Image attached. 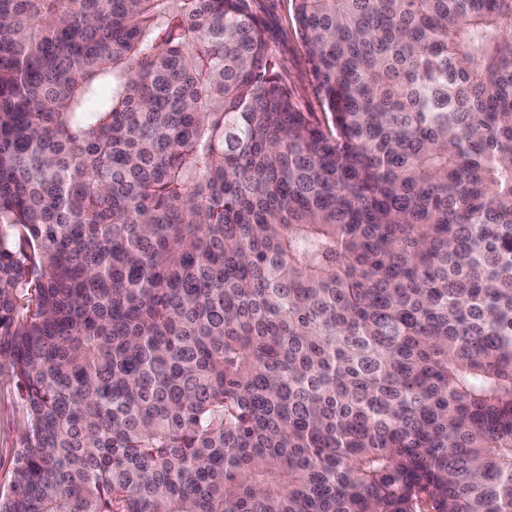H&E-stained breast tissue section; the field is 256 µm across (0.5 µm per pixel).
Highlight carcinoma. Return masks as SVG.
<instances>
[{"mask_svg":"<svg viewBox=\"0 0 512 512\" xmlns=\"http://www.w3.org/2000/svg\"><path fill=\"white\" fill-rule=\"evenodd\" d=\"M0 0V512H512V0ZM289 5V0H257L256 12L270 48L283 69V75L293 87L300 107L320 115L322 107L313 89L305 52L296 35ZM4 374L0 375V493H6L11 485L12 474L22 440L27 429L23 407L13 382Z\"/></svg>","mask_w":512,"mask_h":512,"instance_id":"cac0c4a2","label":"carcinoma"}]
</instances>
